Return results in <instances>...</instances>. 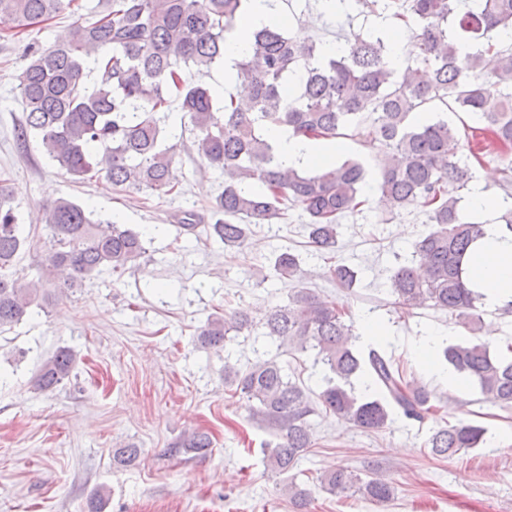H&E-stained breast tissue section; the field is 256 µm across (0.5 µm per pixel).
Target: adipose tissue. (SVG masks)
I'll return each mask as SVG.
<instances>
[{"label": "adipose tissue", "instance_id": "ef3b65f1", "mask_svg": "<svg viewBox=\"0 0 512 512\" xmlns=\"http://www.w3.org/2000/svg\"><path fill=\"white\" fill-rule=\"evenodd\" d=\"M273 2L251 0L236 33L226 42L225 77L234 75V64L245 54L253 29L276 20ZM269 138L280 161L289 166H302L312 160L330 162L337 153L336 145L293 138L279 129L271 130ZM484 230L485 236L476 248L477 258L471 266L469 280L471 287L482 293L484 303L493 308L512 300V236H503L499 225L492 221L485 224Z\"/></svg>", "mask_w": 512, "mask_h": 512}]
</instances>
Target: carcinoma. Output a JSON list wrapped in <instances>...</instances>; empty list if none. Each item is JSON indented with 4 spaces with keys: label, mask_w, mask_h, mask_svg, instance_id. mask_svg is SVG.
<instances>
[{
    "label": "carcinoma",
    "mask_w": 512,
    "mask_h": 512,
    "mask_svg": "<svg viewBox=\"0 0 512 512\" xmlns=\"http://www.w3.org/2000/svg\"><path fill=\"white\" fill-rule=\"evenodd\" d=\"M383 9L411 26L406 65H391L390 48L374 32L354 33L346 48L329 54L313 41L293 38L277 22L251 32L248 51L234 65L239 94L220 101L204 81L224 64L227 36L249 0H97L94 18L74 23L67 35L32 52L18 77L24 121L18 137H37L49 159L78 181L114 188L178 193L174 167L184 141L171 142L169 98L179 101L195 131L193 146L209 166L224 172V191L212 205L210 236L243 248L255 224L285 219L288 206L308 217L309 244L333 251L340 220L358 213L367 170L357 159L307 172L285 167L266 131L279 128L307 140L357 138L377 149V185L393 214L424 209L428 231L412 246V259L390 276L392 306L408 314L433 308L454 316L470 338L443 348L444 360L472 380L483 399L512 407V344L494 352L478 336L482 295L468 287V266L484 223L461 214L469 160L496 153L503 187L512 186V48L498 34L512 29V0H357ZM75 0H0V31L20 33L70 8ZM195 69L199 80L184 78ZM439 102L443 112H428ZM223 104V121L214 107ZM477 117L485 142L471 145L469 132L448 123L447 112ZM13 191L0 185V329L12 327L40 306L44 273L28 280L15 261L30 243L11 206ZM49 249L46 267L65 273L64 287L80 288L105 269L125 271L148 252L141 233L67 198L42 208ZM279 278L297 280L287 300L257 319L240 307L211 315L197 330L206 349H224L235 336H262L279 350L314 352L324 368L316 394L292 381L272 357L244 371L224 365V383L248 403L252 419L271 435L265 463L285 477L291 502L308 492L298 482L310 448V417L334 416L364 432H378L391 413L418 423L434 422L429 454L450 459L484 443L486 429L465 419L451 424L425 385L408 379L392 358L355 349L359 334L345 306L304 285L299 255L281 248L271 258ZM323 276L336 287L355 288L357 272L345 264ZM76 355L59 349L39 369L36 386L51 391L71 376ZM177 448L205 454L208 433L193 431ZM140 449L126 445L113 461L129 465ZM330 494L359 495L376 505L396 495L393 479L331 468L319 477Z\"/></svg>",
    "instance_id": "1"
}]
</instances>
